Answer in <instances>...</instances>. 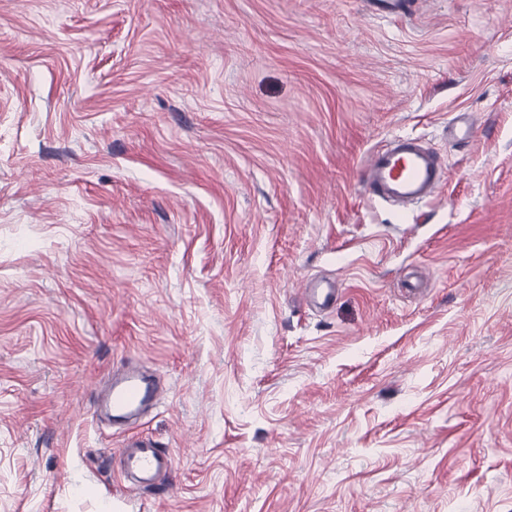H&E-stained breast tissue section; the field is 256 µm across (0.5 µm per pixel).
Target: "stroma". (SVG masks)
I'll list each match as a JSON object with an SVG mask.
<instances>
[{"label": "stroma", "mask_w": 512, "mask_h": 512, "mask_svg": "<svg viewBox=\"0 0 512 512\" xmlns=\"http://www.w3.org/2000/svg\"><path fill=\"white\" fill-rule=\"evenodd\" d=\"M0 512H512V0H0ZM478 117L472 112H457L448 123L450 136L457 141L472 140L478 128ZM362 168L371 197L401 208L434 201L447 181L443 159L418 137L398 136L372 149ZM159 379L152 372L127 369L112 376L107 406L112 422L120 423L125 433L121 475L138 488L158 489L160 476L171 469L172 453L160 448L150 437L137 430L142 413L158 404Z\"/></svg>", "instance_id": "35a3bbf8"}]
</instances>
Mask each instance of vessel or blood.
I'll use <instances>...</instances> for the list:
<instances>
[{"label":"vessel or blood","mask_w":512,"mask_h":512,"mask_svg":"<svg viewBox=\"0 0 512 512\" xmlns=\"http://www.w3.org/2000/svg\"><path fill=\"white\" fill-rule=\"evenodd\" d=\"M478 128V117L459 112L448 124L450 136L471 140ZM366 189L372 198L402 208L437 199L446 185V167L439 154L420 138L398 136L389 145L371 150L362 163ZM158 378L148 371L127 369L113 376L107 406L113 422L125 433L121 475L143 489L158 486L160 476L171 469L173 456L138 430L142 413L160 400Z\"/></svg>","instance_id":"vessel-or-blood-1"}]
</instances>
